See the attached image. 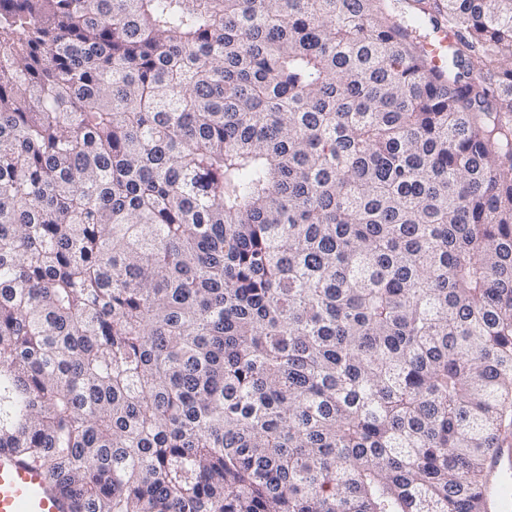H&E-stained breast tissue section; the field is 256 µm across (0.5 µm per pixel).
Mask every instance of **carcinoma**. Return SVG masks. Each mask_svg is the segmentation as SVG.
<instances>
[{"label":"carcinoma","mask_w":512,"mask_h":512,"mask_svg":"<svg viewBox=\"0 0 512 512\" xmlns=\"http://www.w3.org/2000/svg\"><path fill=\"white\" fill-rule=\"evenodd\" d=\"M511 429L512 0H0V448L70 512H482ZM432 37L423 44V51L426 54L429 67L433 71L448 66V46L452 44L457 34L448 32L444 26L433 25Z\"/></svg>","instance_id":"carcinoma-1"}]
</instances>
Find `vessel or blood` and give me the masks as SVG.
Segmentation results:
<instances>
[{"label": "vessel or blood", "instance_id": "vessel-or-blood-1", "mask_svg": "<svg viewBox=\"0 0 512 512\" xmlns=\"http://www.w3.org/2000/svg\"><path fill=\"white\" fill-rule=\"evenodd\" d=\"M456 38L444 26L433 31L423 45L431 70L447 66L448 47ZM485 470L480 488L483 512H512V435L490 450ZM0 512H69V504L45 471L0 449Z\"/></svg>", "mask_w": 512, "mask_h": 512}]
</instances>
